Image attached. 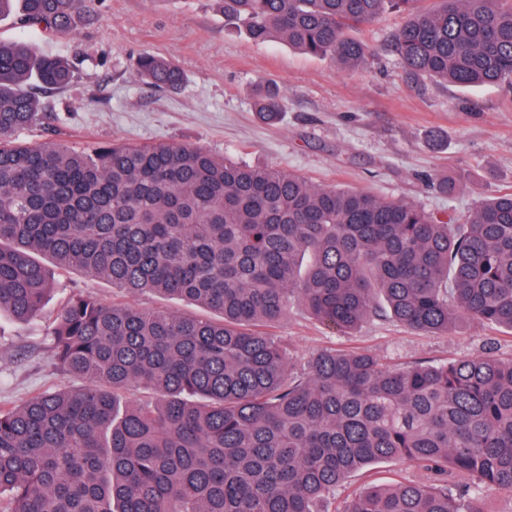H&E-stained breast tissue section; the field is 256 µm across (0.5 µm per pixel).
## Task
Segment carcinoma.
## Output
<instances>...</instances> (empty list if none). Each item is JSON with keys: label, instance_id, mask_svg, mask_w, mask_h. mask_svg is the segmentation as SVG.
<instances>
[{"label": "carcinoma", "instance_id": "1", "mask_svg": "<svg viewBox=\"0 0 512 512\" xmlns=\"http://www.w3.org/2000/svg\"><path fill=\"white\" fill-rule=\"evenodd\" d=\"M93 2L0 0V17L70 33ZM220 2L254 41L345 65L374 54L350 31L403 10L388 46L408 84L512 87V0ZM137 70L160 89L181 81L149 53ZM72 76L66 59L0 40V313L39 316L54 281L43 256L213 316L71 297L52 365L85 384L0 407V512H332L337 487L387 459L430 483L366 486L344 512H485L477 491L512 493V359L388 368L325 350L298 364L265 331L297 301L339 333L371 318L512 332V193L452 224L200 147H75L52 128L18 141L40 117L30 81ZM254 108L276 119L280 90ZM131 388L147 396L121 404Z\"/></svg>", "mask_w": 512, "mask_h": 512}]
</instances>
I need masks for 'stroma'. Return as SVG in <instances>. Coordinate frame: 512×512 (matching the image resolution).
<instances>
[{
    "instance_id": "1",
    "label": "stroma",
    "mask_w": 512,
    "mask_h": 512,
    "mask_svg": "<svg viewBox=\"0 0 512 512\" xmlns=\"http://www.w3.org/2000/svg\"><path fill=\"white\" fill-rule=\"evenodd\" d=\"M403 20L390 10L364 30L378 52L346 70L281 40L253 41L218 0H96L95 13L79 17L73 33L45 34L11 16L0 19V40L31 41L39 53L74 66L67 87L40 89L46 118L21 130L22 142H45L51 124L76 144L197 145L233 160L279 167L316 185L414 203L458 224L474 201L512 192V93L488 85L429 81L417 90L405 84L395 57L383 49ZM145 53L178 66V89L160 91L138 77L136 61ZM272 81L281 89L283 110L277 123L267 124L252 100ZM431 177L454 180L453 191L429 187ZM77 294L195 311L148 292L125 294L74 268H55L53 288L35 321L0 314V406L66 384L50 363L49 333L63 304ZM272 334L297 359L331 348L364 350L393 366L443 363L488 348L512 358V335L474 321L448 334H427L374 319L344 335L297 303ZM424 479L414 467L376 462L346 481L336 500L344 502L370 483Z\"/></svg>"
}]
</instances>
